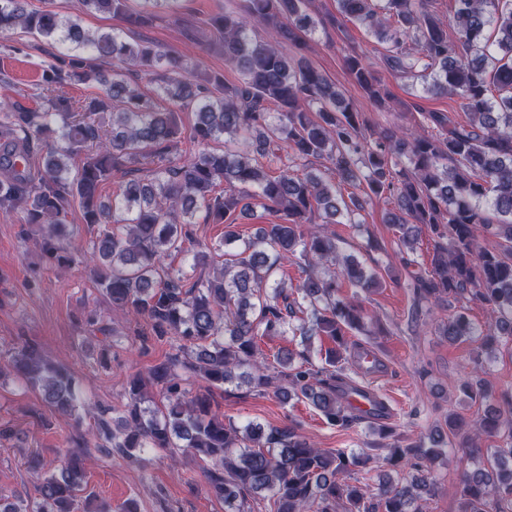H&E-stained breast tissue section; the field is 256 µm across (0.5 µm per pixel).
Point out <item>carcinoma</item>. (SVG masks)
Listing matches in <instances>:
<instances>
[{"instance_id": "1", "label": "carcinoma", "mask_w": 512, "mask_h": 512, "mask_svg": "<svg viewBox=\"0 0 512 512\" xmlns=\"http://www.w3.org/2000/svg\"><path fill=\"white\" fill-rule=\"evenodd\" d=\"M82 0L85 12L122 18L128 30L150 25L156 10L176 11L182 0ZM431 0H336L338 16L325 20L304 9L306 0H239L207 20L209 47L239 78L198 77L185 56L166 53L124 33L86 32L76 19L37 10L29 0H0V38L16 31L44 39L54 53L42 68L35 106L0 101V208L15 210L22 224L44 230L47 259L61 266L66 218L77 207L84 223L101 230L86 254L113 308L149 326L150 335L181 342L178 352L130 380L127 405L115 424L111 409H96L95 426L110 455L129 458L148 449L179 451L210 462L204 476L226 512H423L420 501L435 493L430 465L445 454L447 435L461 423L448 415V434L434 428L416 444L393 440L378 487L353 480L352 468L373 457L316 448L292 426L236 424L212 409L214 392L236 380L261 392L274 378V394L286 403L305 399L332 425L351 428L370 418L390 437L386 416L357 414L345 404L349 336L364 328L360 304L338 295L342 282L369 291L379 274L352 260L340 272L319 276L324 263L340 264L336 240L321 230L362 208L341 186L366 184L368 200L390 199L397 209L383 221L399 230L406 267L416 266L411 321L425 325L431 307L449 299L490 309L491 321L475 326L462 311L438 324L448 341L476 339L493 353L512 342V0H455L458 43ZM361 25L388 44L386 67L421 81L433 96L461 99L466 121L446 112L420 111L413 129L369 123L356 102L310 65L301 53L306 37L324 22ZM259 24L265 36L250 33ZM294 48L288 53L283 46ZM163 67L156 97L137 89L132 76ZM343 71L378 108L386 96L363 55L344 56ZM72 84H97L101 93L77 101L63 92ZM496 88L498 95L491 93ZM164 99L195 113L189 139L197 151L173 156L182 130ZM298 161L312 164L304 177ZM133 173L113 198L101 195L112 172ZM250 197L284 215L244 239L237 212ZM224 225V244L196 251L190 280L165 258L184 251L196 214ZM499 238L493 249L477 243L479 228ZM438 239L430 267L418 266L415 244L422 230ZM220 266L207 268L216 259ZM305 277L293 286L279 276L286 263ZM326 336L332 347L315 366L311 355L274 356L267 374L260 341L266 336ZM201 382L192 397L178 370ZM38 391L56 412L81 405V382L49 361L27 340L0 367ZM160 389L162 402L150 397ZM487 411L463 437L475 456L480 436L503 441L487 466L463 474L460 512H512V394ZM81 445L67 450L51 470L43 457L26 456L36 496L0 493V512H81L86 492Z\"/></svg>"}]
</instances>
